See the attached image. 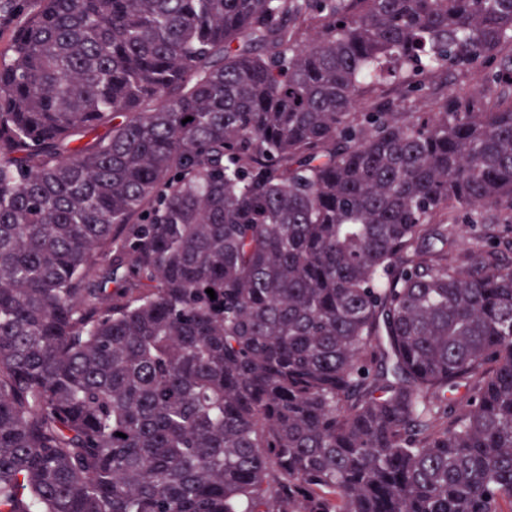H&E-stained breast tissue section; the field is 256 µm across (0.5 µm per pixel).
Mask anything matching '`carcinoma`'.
<instances>
[{
  "instance_id": "obj_1",
  "label": "carcinoma",
  "mask_w": 512,
  "mask_h": 512,
  "mask_svg": "<svg viewBox=\"0 0 512 512\" xmlns=\"http://www.w3.org/2000/svg\"><path fill=\"white\" fill-rule=\"evenodd\" d=\"M4 27L0 512H512V0Z\"/></svg>"
}]
</instances>
